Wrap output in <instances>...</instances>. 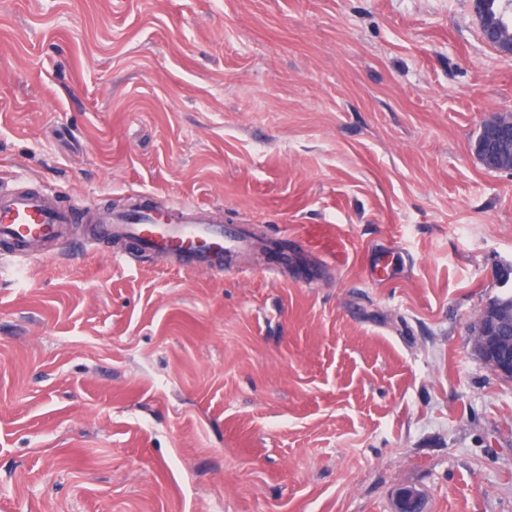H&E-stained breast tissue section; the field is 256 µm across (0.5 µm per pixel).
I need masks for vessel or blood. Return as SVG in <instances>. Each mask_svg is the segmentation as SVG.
I'll use <instances>...</instances> for the list:
<instances>
[{"label":"vessel or blood","instance_id":"b4317fda","mask_svg":"<svg viewBox=\"0 0 512 512\" xmlns=\"http://www.w3.org/2000/svg\"><path fill=\"white\" fill-rule=\"evenodd\" d=\"M85 220L98 224L101 235L135 244L143 255L176 256L194 268L223 269L225 256L245 245L238 229L224 226L221 220L205 215L188 202L165 210H94L85 215L54 205L41 192L0 190V241L13 246L17 259H28L30 249L41 243L66 242L70 225ZM309 234L325 264L333 266L343 261L346 246L334 228L317 224L310 227Z\"/></svg>","mask_w":512,"mask_h":512}]
</instances>
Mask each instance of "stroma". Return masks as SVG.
<instances>
[{
	"label": "stroma",
	"instance_id": "obj_1",
	"mask_svg": "<svg viewBox=\"0 0 512 512\" xmlns=\"http://www.w3.org/2000/svg\"><path fill=\"white\" fill-rule=\"evenodd\" d=\"M490 112L471 0H0L1 188L257 245L245 278L0 243V512H512V379L470 339L512 262ZM309 234L318 244L319 256L325 264L333 266L343 261L346 250L344 240L336 235V230L329 224L313 225L309 229Z\"/></svg>",
	"mask_w": 512,
	"mask_h": 512
}]
</instances>
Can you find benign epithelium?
Returning a JSON list of instances; mask_svg holds the SVG:
<instances>
[{"label":"benign epithelium","mask_w":512,"mask_h":512,"mask_svg":"<svg viewBox=\"0 0 512 512\" xmlns=\"http://www.w3.org/2000/svg\"><path fill=\"white\" fill-rule=\"evenodd\" d=\"M473 13L484 41L504 55H512V44L503 42L499 25L487 12L485 0H472ZM475 150L485 165L497 169H512V120L498 114L486 117ZM508 310L497 302L487 307L476 319L477 333L473 336L475 350L487 356L491 370L498 376L512 378V345L506 336ZM396 512H423L421 495L414 489L399 492Z\"/></svg>","instance_id":"obj_1"}]
</instances>
